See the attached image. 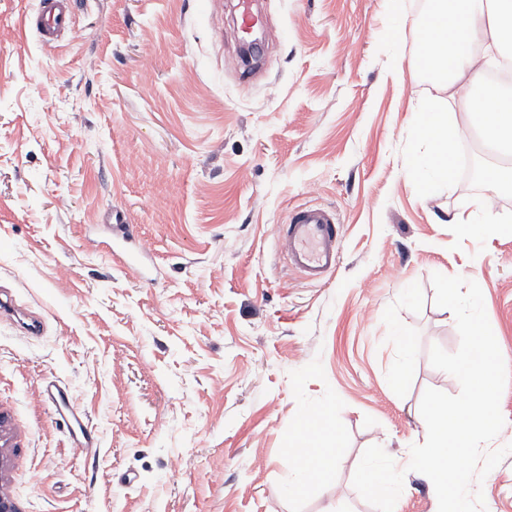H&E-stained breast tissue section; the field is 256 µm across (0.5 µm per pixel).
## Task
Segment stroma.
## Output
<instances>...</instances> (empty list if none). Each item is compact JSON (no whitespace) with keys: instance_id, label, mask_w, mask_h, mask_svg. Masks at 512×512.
<instances>
[{"instance_id":"stroma-1","label":"stroma","mask_w":512,"mask_h":512,"mask_svg":"<svg viewBox=\"0 0 512 512\" xmlns=\"http://www.w3.org/2000/svg\"><path fill=\"white\" fill-rule=\"evenodd\" d=\"M234 3L78 0L48 54L18 24L36 0H0V295L44 323L0 325V493L16 512H376L352 484L372 445L406 470L397 512H434L406 466L424 391H460L429 361L460 345L436 272L480 285L512 373V224L464 234L450 218L483 183L424 193L407 171L421 102L448 97L416 66V0L398 79L384 0H256L285 35L249 72ZM303 203L342 227L320 285L273 232ZM117 210L154 247L143 268L112 254ZM49 378L96 447L68 445L39 398ZM323 410L336 436L308 455L335 467L290 495L294 424ZM482 490L486 512H512V454Z\"/></svg>"}]
</instances>
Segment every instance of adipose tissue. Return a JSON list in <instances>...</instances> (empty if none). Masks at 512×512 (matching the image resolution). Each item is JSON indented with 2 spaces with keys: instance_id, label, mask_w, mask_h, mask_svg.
Segmentation results:
<instances>
[{
  "instance_id": "adipose-tissue-1",
  "label": "adipose tissue",
  "mask_w": 512,
  "mask_h": 512,
  "mask_svg": "<svg viewBox=\"0 0 512 512\" xmlns=\"http://www.w3.org/2000/svg\"><path fill=\"white\" fill-rule=\"evenodd\" d=\"M421 43V69L442 73L444 87L460 97L471 126L489 149L511 156L512 85L490 86L485 73L494 60L512 66V0H427ZM458 132L440 102L429 100L420 107L415 133L422 150L409 159L408 169L422 191L451 180ZM481 178L486 195L472 211L452 218L471 235L512 220L496 209L498 196L512 194V165H488Z\"/></svg>"
}]
</instances>
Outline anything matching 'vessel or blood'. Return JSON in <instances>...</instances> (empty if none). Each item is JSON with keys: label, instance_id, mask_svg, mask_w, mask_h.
Returning a JSON list of instances; mask_svg holds the SVG:
<instances>
[{"label": "vessel or blood", "instance_id": "1", "mask_svg": "<svg viewBox=\"0 0 512 512\" xmlns=\"http://www.w3.org/2000/svg\"><path fill=\"white\" fill-rule=\"evenodd\" d=\"M72 0H38L36 10L22 17V25L33 32L39 44L55 50L75 24ZM277 239L288 265L310 283L322 282L332 273L340 256L341 228L330 209L315 205L292 208L285 223L276 227ZM40 399L54 411L68 434L71 447L92 448L95 439L84 414L74 405L68 387L58 380L47 381Z\"/></svg>", "mask_w": 512, "mask_h": 512}]
</instances>
